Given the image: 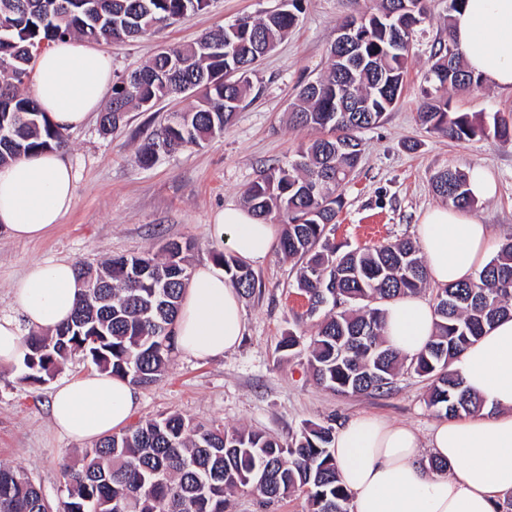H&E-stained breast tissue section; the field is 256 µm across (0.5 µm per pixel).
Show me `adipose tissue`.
Returning <instances> with one entry per match:
<instances>
[{"label": "adipose tissue", "instance_id": "adipose-tissue-1", "mask_svg": "<svg viewBox=\"0 0 512 512\" xmlns=\"http://www.w3.org/2000/svg\"><path fill=\"white\" fill-rule=\"evenodd\" d=\"M451 33L469 69L500 90H512V0H465ZM32 92L58 128L85 124L112 84V57L84 40L53 43L37 57ZM75 175L54 151L0 167V230L18 240L43 237L74 206ZM279 228L250 209L230 206L209 227L216 248L247 263L262 261ZM429 280L438 286L470 280L483 268L493 235L489 225L448 206L427 210L417 228ZM82 291L73 262L35 260L0 314V365H16L28 329L55 331ZM433 311L408 295L386 308V338L407 356L424 349ZM244 331L239 293L223 267L198 265L185 290L174 330L175 348L208 360L236 346ZM485 408L439 420L429 440L411 427L361 414L339 429L333 456L352 497V512H495L512 493V316L501 319L454 363ZM140 400L136 386L103 372L64 382L51 395L54 427L73 440L99 439L123 427ZM436 459L442 470H431Z\"/></svg>", "mask_w": 512, "mask_h": 512}]
</instances>
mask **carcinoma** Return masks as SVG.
<instances>
[{
  "instance_id": "1",
  "label": "carcinoma",
  "mask_w": 512,
  "mask_h": 512,
  "mask_svg": "<svg viewBox=\"0 0 512 512\" xmlns=\"http://www.w3.org/2000/svg\"><path fill=\"white\" fill-rule=\"evenodd\" d=\"M57 2L0 0V16L14 21L13 30L0 32V167L22 155L65 146L63 132L20 91L29 77L28 62L42 46L75 36L124 42L210 4L65 0L69 9L60 12ZM393 2L380 0L378 13L363 16L360 52L367 66L342 71L340 49L333 44L327 74L301 87L293 118L322 136L302 145L296 159L251 183L244 198L262 220L279 214L277 246L302 263L296 286L308 300L302 316L315 320V331L307 339L297 322L280 348L288 353L305 348L316 384L342 395L389 393L408 367L428 380L427 406L439 417L455 418L484 406L450 365L497 318L512 312V236L475 278L436 289L434 332L412 359L388 344L385 307L425 287L428 273L419 245L405 239L343 250L331 239L344 188L360 162V133L377 126L401 96L415 28L405 33L406 44L392 47L387 26L397 25L400 17L388 24L380 18ZM299 11L300 0H283L280 9L262 18H240L234 31L224 25L192 43L158 50L138 68L136 79L113 83L102 131L118 128L130 109L147 112L190 86L199 92L195 105L140 147L139 164H152L159 147L172 152L223 134L250 90L253 61L288 34ZM426 82L429 89L417 112L422 126L451 140L491 134L512 142V115L482 124L450 110L443 91L481 83L453 39L431 52ZM343 99L366 105V111H338ZM432 188L450 207L465 210L475 204L468 173L460 169L437 172ZM189 249L172 240L163 246L162 259L146 252L117 256L96 268L80 266L84 291L70 320L50 335L26 334L18 383L46 384L75 356L136 386L156 383L174 352ZM216 259L240 293L255 292L254 274L244 262L224 252ZM335 434L330 424L308 421L285 445L261 431H229L168 414L104 436L85 449L79 468L63 466L64 497L56 503L26 472L0 464V512H229V495L240 488L265 504L303 490L309 512H349L350 494L332 456Z\"/></svg>"
}]
</instances>
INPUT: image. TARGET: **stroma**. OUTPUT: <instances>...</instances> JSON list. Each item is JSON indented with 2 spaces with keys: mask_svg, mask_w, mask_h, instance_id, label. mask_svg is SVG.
Instances as JSON below:
<instances>
[{
  "mask_svg": "<svg viewBox=\"0 0 512 512\" xmlns=\"http://www.w3.org/2000/svg\"><path fill=\"white\" fill-rule=\"evenodd\" d=\"M280 0H211L207 10L125 42H98L112 56V75L140 67L158 48L198 39L210 29L243 17L263 16ZM379 0H302L297 25L255 65L251 91L223 135L202 145L159 155L148 167L135 153L170 113L192 107L193 93L166 98L151 111L127 113L123 126L106 134L99 115L66 132L61 157L76 172L75 204L44 239L18 241L0 233V311L35 259L97 264L115 255L159 251L170 240L190 242L191 265L213 259L207 227L227 206L243 203V192L267 169L292 160L300 144L317 138L312 128L293 126L290 113L302 84L323 74L328 49L342 21L358 11L375 12ZM450 0H428L396 108L378 127L363 132L362 161L344 190L336 218V244L364 248L416 238L424 212L441 205L431 188L440 169L485 168L497 184L494 196L471 210L491 225L495 241L512 235V142L493 137L454 141L428 131L417 119L430 53L447 41ZM453 111L484 119L512 113V91L481 85L448 90ZM299 264L272 250L252 270L254 294L241 296L245 331L224 356L205 361L173 353L155 385L141 389L130 424L173 412L203 424L253 429L288 443L306 421L341 426L353 416L376 414L428 438L437 417L426 405L428 382L412 371L399 375L391 393L340 395L317 386L305 355L281 351L307 305L294 283ZM13 367L0 365V464L25 470L50 501L62 496L60 467L80 464L85 442L60 434L51 423L52 384L20 385Z\"/></svg>",
  "mask_w": 512,
  "mask_h": 512,
  "instance_id": "obj_1",
  "label": "stroma"
}]
</instances>
